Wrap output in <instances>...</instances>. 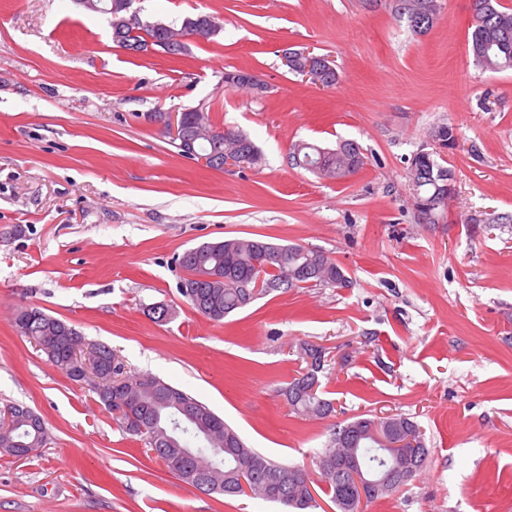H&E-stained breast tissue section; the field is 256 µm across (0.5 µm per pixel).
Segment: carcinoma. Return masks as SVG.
Here are the masks:
<instances>
[{"label":"carcinoma","instance_id":"cac0c4a2","mask_svg":"<svg viewBox=\"0 0 512 512\" xmlns=\"http://www.w3.org/2000/svg\"><path fill=\"white\" fill-rule=\"evenodd\" d=\"M392 11L407 19L417 35L430 31L438 18L437 0H391ZM199 19L186 17L181 27L163 22L144 21L135 30L112 31L115 44H145L151 40H165L181 34L182 27ZM471 50L476 63L491 72L512 71V9L500 0H473ZM201 129L208 136L196 141L199 153L207 158V167L220 170L223 165L210 159L218 152L233 156L245 152L249 163H261L258 147L245 134L231 128L217 126L205 107L199 106ZM193 112H183L177 136L164 132L170 145L179 149L180 137L194 132L189 118ZM290 164L308 170L318 177L342 180L366 164L359 146L351 140H340L336 147H323L309 142H296L288 155ZM450 170L440 165L432 154L415 153L410 160V179L414 190V204L437 195V190L448 182ZM193 260L175 258L183 271L178 288L191 308L204 318L220 322L225 317L245 308L255 300L273 292L272 285L288 280L287 288H301L307 284L336 286L340 280L350 281L343 269L325 253L299 244L273 243L260 238H228L204 242L190 249ZM304 267L320 271L316 276H297L293 271ZM13 327L18 335L33 343L48 361L68 377H73L78 361L69 359V337L82 334L65 321L38 307H23L16 311ZM102 367L112 371L119 384L114 393L90 386L99 402L113 411V418L121 430L137 436L147 445L155 460L166 467L179 481L191 487L207 485L206 493L226 498L241 496L259 498L277 503L289 512H308L316 506L314 496L294 490V481L305 469L277 462L262 452L250 448L224 419L206 404L183 390L151 374L125 371L112 349L103 346ZM302 358L312 361L282 390L285 401L299 417L326 418L335 411L333 401L320 391L308 392L311 380H319L324 366V348L303 343ZM183 401L194 404V420L189 427L196 435H204V443L195 446L192 459L181 457V449L192 444L188 427L176 428L181 417L178 405ZM11 425H0V453L16 459L29 457V449L46 445L48 430L43 418L32 409L11 404ZM396 420L408 426L415 434L417 447L408 450L409 462L423 468L429 454L425 449L424 434L419 426L401 414ZM384 426L386 418L358 415L331 430L326 448L315 457L321 490L331 495L338 512H354L352 489L346 477L336 473L340 451L355 449L363 471L370 474L390 463L389 450L374 446L367 433L372 424Z\"/></svg>","mask_w":512,"mask_h":512}]
</instances>
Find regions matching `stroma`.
Returning a JSON list of instances; mask_svg holds the SVG:
<instances>
[{"mask_svg":"<svg viewBox=\"0 0 512 512\" xmlns=\"http://www.w3.org/2000/svg\"><path fill=\"white\" fill-rule=\"evenodd\" d=\"M437 2L417 35L389 0H134L151 22L221 24L173 59L128 54L74 0H0V408L26 405L49 432L29 458L0 454V512H278L201 493L149 457L15 332L28 305L311 472L336 424L409 417L428 460L364 512H512V73L476 65L471 0ZM287 47L328 57L338 84L289 73ZM234 69L267 93L224 86ZM204 102L256 143L259 165L189 163L147 119ZM341 139L366 159L343 181L288 163L297 141ZM420 150L454 175L432 224L409 179ZM229 237L323 251L352 285L275 291L209 321L180 295L173 258ZM153 303L171 318H149ZM303 342L326 350L324 419L281 394Z\"/></svg>","mask_w":512,"mask_h":512,"instance_id":"obj_1","label":"stroma"}]
</instances>
